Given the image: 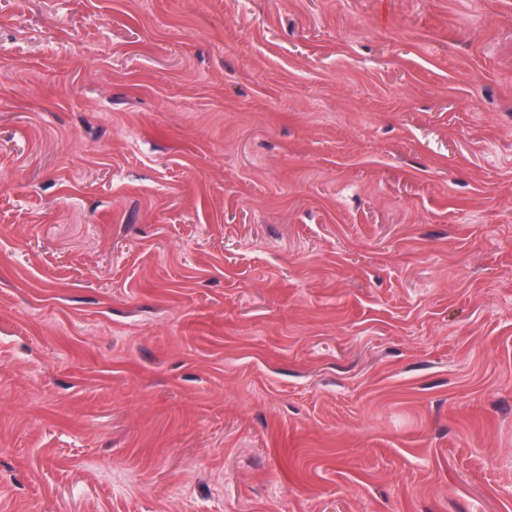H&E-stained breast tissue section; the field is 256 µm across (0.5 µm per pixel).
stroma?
Masks as SVG:
<instances>
[{"label": "stroma", "instance_id": "stroma-1", "mask_svg": "<svg viewBox=\"0 0 512 512\" xmlns=\"http://www.w3.org/2000/svg\"><path fill=\"white\" fill-rule=\"evenodd\" d=\"M0 512H512V0H0Z\"/></svg>", "mask_w": 512, "mask_h": 512}]
</instances>
